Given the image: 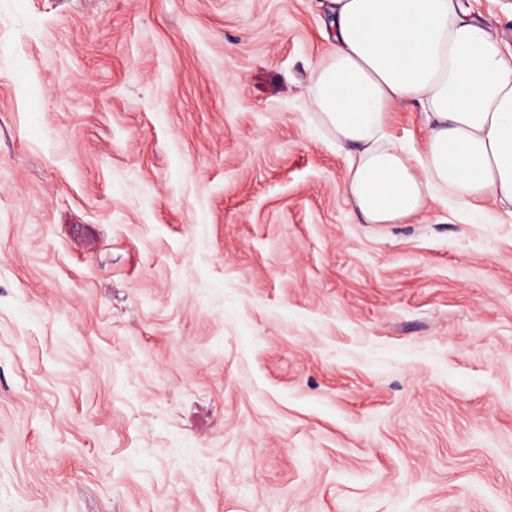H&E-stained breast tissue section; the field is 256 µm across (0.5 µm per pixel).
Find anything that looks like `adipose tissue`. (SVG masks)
Segmentation results:
<instances>
[{
	"label": "adipose tissue",
	"instance_id": "obj_1",
	"mask_svg": "<svg viewBox=\"0 0 512 512\" xmlns=\"http://www.w3.org/2000/svg\"><path fill=\"white\" fill-rule=\"evenodd\" d=\"M333 39L307 99L348 151L347 199L368 224H405L429 203L486 197L512 214V51L459 0H330ZM416 103L426 151L411 157L385 128Z\"/></svg>",
	"mask_w": 512,
	"mask_h": 512
}]
</instances>
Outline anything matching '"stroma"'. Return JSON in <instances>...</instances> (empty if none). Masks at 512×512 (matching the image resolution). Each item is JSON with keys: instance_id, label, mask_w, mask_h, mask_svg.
Wrapping results in <instances>:
<instances>
[{"instance_id": "1", "label": "stroma", "mask_w": 512, "mask_h": 512, "mask_svg": "<svg viewBox=\"0 0 512 512\" xmlns=\"http://www.w3.org/2000/svg\"><path fill=\"white\" fill-rule=\"evenodd\" d=\"M326 19L0 0V512H512V215L353 214Z\"/></svg>"}]
</instances>
